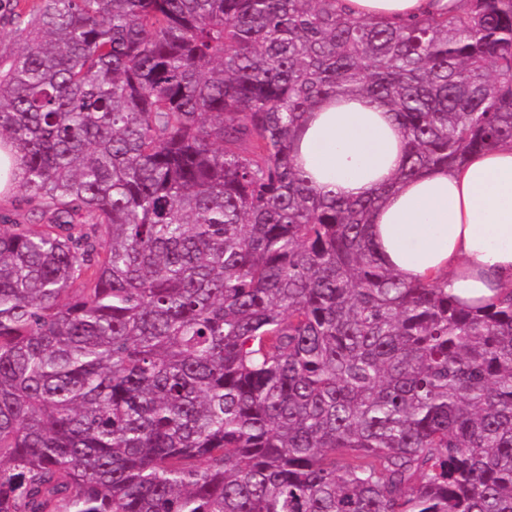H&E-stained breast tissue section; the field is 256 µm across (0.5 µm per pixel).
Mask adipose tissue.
<instances>
[{
  "label": "adipose tissue",
  "mask_w": 512,
  "mask_h": 512,
  "mask_svg": "<svg viewBox=\"0 0 512 512\" xmlns=\"http://www.w3.org/2000/svg\"><path fill=\"white\" fill-rule=\"evenodd\" d=\"M355 16L412 18L458 0H343ZM318 190L381 195L371 217L373 248L408 281L447 283L466 306L512 288V143L474 154L459 167H432L394 183L405 141L389 107L362 97L316 102L292 146Z\"/></svg>",
  "instance_id": "1"
}]
</instances>
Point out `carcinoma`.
<instances>
[{"mask_svg": "<svg viewBox=\"0 0 512 512\" xmlns=\"http://www.w3.org/2000/svg\"><path fill=\"white\" fill-rule=\"evenodd\" d=\"M0 0V512H512V289L471 310L290 155L389 105L399 181L512 142V0ZM434 1H440L439 3ZM460 0H343L356 17L377 21L412 18L434 9H453ZM17 150L11 143H0V202H6L13 196V191L6 187L11 179L16 185L22 179V169Z\"/></svg>", "mask_w": 512, "mask_h": 512, "instance_id": "carcinoma-1", "label": "carcinoma"}]
</instances>
